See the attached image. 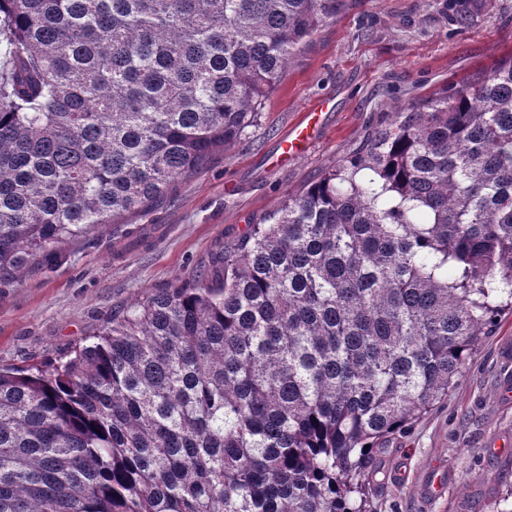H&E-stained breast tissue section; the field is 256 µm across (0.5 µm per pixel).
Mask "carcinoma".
I'll list each match as a JSON object with an SVG mask.
<instances>
[{
  "label": "carcinoma",
  "mask_w": 512,
  "mask_h": 512,
  "mask_svg": "<svg viewBox=\"0 0 512 512\" xmlns=\"http://www.w3.org/2000/svg\"><path fill=\"white\" fill-rule=\"evenodd\" d=\"M344 0H0V282L257 120ZM512 307V56L401 105L195 278L0 368V512H372Z\"/></svg>",
  "instance_id": "1"
}]
</instances>
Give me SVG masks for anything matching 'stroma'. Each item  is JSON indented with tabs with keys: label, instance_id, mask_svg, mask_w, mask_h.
Instances as JSON below:
<instances>
[{
	"label": "stroma",
	"instance_id": "obj_1",
	"mask_svg": "<svg viewBox=\"0 0 512 512\" xmlns=\"http://www.w3.org/2000/svg\"><path fill=\"white\" fill-rule=\"evenodd\" d=\"M347 0L292 60L257 121L198 175L119 224L58 244L60 263L35 262L0 284V367L63 356L148 292L192 280L287 194L349 156L396 108L455 89L512 55V0ZM324 105L317 140L277 158L281 138ZM512 311L482 337L448 401L371 462L373 512H489L512 486ZM441 475L444 488L423 485Z\"/></svg>",
	"mask_w": 512,
	"mask_h": 512
}]
</instances>
